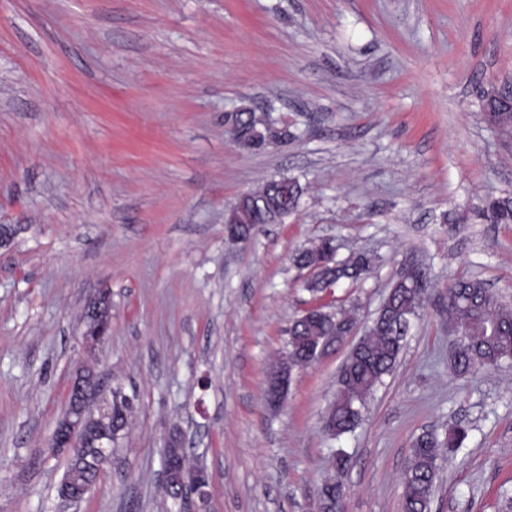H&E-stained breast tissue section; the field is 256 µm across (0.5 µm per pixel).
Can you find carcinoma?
<instances>
[{
  "label": "carcinoma",
  "instance_id": "carcinoma-1",
  "mask_svg": "<svg viewBox=\"0 0 512 512\" xmlns=\"http://www.w3.org/2000/svg\"><path fill=\"white\" fill-rule=\"evenodd\" d=\"M481 101L488 124L504 137L511 136L512 116L488 114V111L504 105V102L495 99L488 102L484 93L481 94ZM302 194L301 184L292 178L288 179L286 191L272 178L254 192L257 197L282 199L289 212L297 208ZM480 212L482 219L489 224H512V197L506 195L488 201ZM257 224V214L245 206L237 223L226 225V230L247 239L253 236ZM324 254L325 243L320 239L308 247L298 249L291 260L299 269L316 272ZM370 265L371 260L364 254L338 260L336 282L356 281L369 271ZM414 278L419 280L415 286L411 278L400 273L385 298L384 311L377 316L378 324L357 341L341 366L336 393L326 408V412L336 420L337 439L359 426L367 400L396 366L403 341L408 335L405 331L406 323L418 317L427 300V273L418 271ZM446 295V318L459 321L464 330L461 347L452 352L454 371L463 375L479 367H499L511 361L512 303L476 278L456 279L448 286ZM111 310L110 305H102L96 311L86 308L83 319L88 331H94L99 323L112 318ZM348 317L349 311L323 304L314 314L301 315L293 320L288 328V355L292 363H303L311 349L330 334L333 323ZM104 409L109 413L107 422L110 423L114 438L124 435L130 423L131 408L107 403ZM469 434L470 427L459 422L448 429L443 440L433 432H424L415 439L412 457L401 483L402 512H432L442 465L463 447ZM62 478L82 485L91 480V474L77 469L69 460Z\"/></svg>",
  "mask_w": 512,
  "mask_h": 512
}]
</instances>
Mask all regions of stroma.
<instances>
[{"mask_svg":"<svg viewBox=\"0 0 512 512\" xmlns=\"http://www.w3.org/2000/svg\"><path fill=\"white\" fill-rule=\"evenodd\" d=\"M512 84V0H0V512H55L66 466L48 443L86 357L80 315L112 301L95 365L131 396V426L79 512H171L164 439L209 475V512H318L350 465L344 512H401L422 432L464 420L433 512H498L512 489V364L457 375L449 282L512 293V224L482 199L512 194V142L481 89ZM288 128L250 150L226 114ZM304 188L248 244L224 212L264 180ZM334 237L370 272L335 306L377 316L404 264L429 298L395 371L341 440L320 428L346 348L295 370L279 410L269 364L310 302L290 257ZM482 101V109L485 112V118L488 124L499 133H501L505 138H508L512 135V117L509 114H495L489 115L486 112L499 107L508 105V102H502L500 100H492L491 102H486V94L485 91L481 94Z\"/></svg>","mask_w":512,"mask_h":512,"instance_id":"stroma-1","label":"stroma"}]
</instances>
